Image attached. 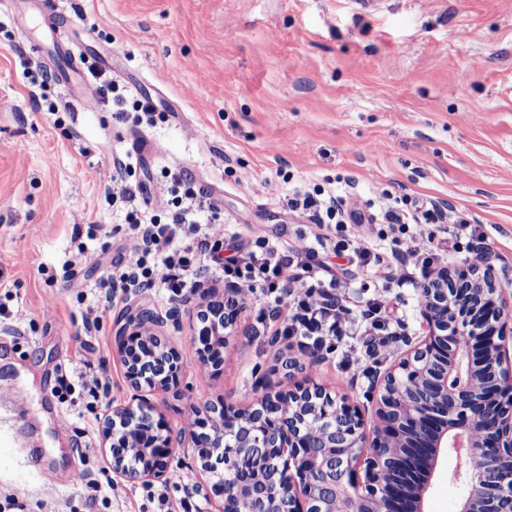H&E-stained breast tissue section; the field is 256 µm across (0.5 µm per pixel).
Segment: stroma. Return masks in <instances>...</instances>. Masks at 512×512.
<instances>
[{
    "mask_svg": "<svg viewBox=\"0 0 512 512\" xmlns=\"http://www.w3.org/2000/svg\"><path fill=\"white\" fill-rule=\"evenodd\" d=\"M57 45L127 101L153 103L151 123L120 121L64 85L49 63ZM218 154L227 167L214 165ZM128 156L134 167L115 182ZM178 172L215 206L197 223L220 218L242 248L316 234L288 197L340 179L364 202L385 189L451 204L483 233L512 307V0H0V512H220L198 463L196 410L249 407L288 379L324 385L373 418L372 374L389 358L352 379L341 365L342 353L365 350L360 313L379 294L365 270L340 275L358 319L338 354L289 348L247 305L215 370L187 348L205 297L224 295L201 264L185 301L131 288L107 302L104 284L136 241L127 213L143 204L120 198L122 185ZM266 179L278 190L258 192ZM389 295L388 331L425 335L414 290ZM141 308L182 355L178 384L151 397L173 452L167 476L148 482L113 472L104 436L113 407L136 402L119 338L134 334ZM88 366L104 396L83 388ZM33 443L44 450L36 464ZM454 466L436 469L426 512H458ZM179 470L192 486L172 485ZM69 471L79 481L57 482Z\"/></svg>",
    "mask_w": 512,
    "mask_h": 512,
    "instance_id": "obj_1",
    "label": "stroma"
}]
</instances>
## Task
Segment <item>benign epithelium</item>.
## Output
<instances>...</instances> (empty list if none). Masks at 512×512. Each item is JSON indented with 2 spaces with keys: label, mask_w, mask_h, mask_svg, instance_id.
<instances>
[{
  "label": "benign epithelium",
  "mask_w": 512,
  "mask_h": 512,
  "mask_svg": "<svg viewBox=\"0 0 512 512\" xmlns=\"http://www.w3.org/2000/svg\"><path fill=\"white\" fill-rule=\"evenodd\" d=\"M491 255L446 266L422 282L428 333L406 342L376 385L378 423L321 386L276 384L251 407L195 412L204 470L222 512H425L440 459L462 460L459 512H512V315ZM227 287L193 331L198 359L219 364L240 310ZM137 390L177 385L179 354L153 336L119 339ZM112 470L136 480L164 475L172 453L166 422L147 400L112 408Z\"/></svg>",
  "instance_id": "7a95c632"
}]
</instances>
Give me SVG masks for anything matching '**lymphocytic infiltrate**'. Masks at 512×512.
I'll use <instances>...</instances> for the list:
<instances>
[{
  "instance_id": "1",
  "label": "lymphocytic infiltrate",
  "mask_w": 512,
  "mask_h": 512,
  "mask_svg": "<svg viewBox=\"0 0 512 512\" xmlns=\"http://www.w3.org/2000/svg\"><path fill=\"white\" fill-rule=\"evenodd\" d=\"M142 193L143 207L127 215L137 241L108 281V299L122 298L126 289L135 286L164 288L171 298H184L190 286L187 271L196 259L208 263L216 276L238 282L242 301L281 318L278 335L293 338L299 349L332 354L351 335L353 319L338 296L341 283L331 277L310 239L297 238L281 250L260 238L246 254L226 259L223 225L211 224L201 232L189 218L194 192L181 194L159 182ZM288 208L305 215L319 230H335L337 255L367 265L376 281L400 288L412 286L414 266L431 269L446 254L445 242L431 232V225L448 218L456 231L470 226L468 215L458 210L447 217L434 209L385 205L383 221L399 225L403 235L395 239L390 255L381 256L370 252L364 216L350 206L345 189L327 193L316 187L289 198ZM168 210L173 213L172 223H161L160 213Z\"/></svg>"
}]
</instances>
